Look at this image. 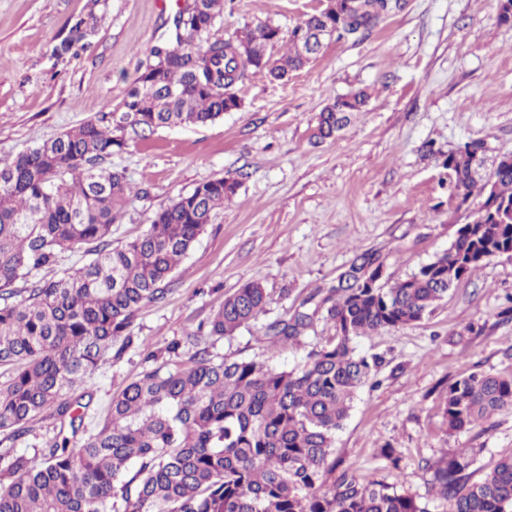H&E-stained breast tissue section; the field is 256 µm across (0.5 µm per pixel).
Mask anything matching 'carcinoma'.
<instances>
[{
  "label": "carcinoma",
  "mask_w": 512,
  "mask_h": 512,
  "mask_svg": "<svg viewBox=\"0 0 512 512\" xmlns=\"http://www.w3.org/2000/svg\"><path fill=\"white\" fill-rule=\"evenodd\" d=\"M226 0H180L166 38L151 47L122 107L84 121L0 166V431L13 437L48 412L77 434L87 405L66 394L87 383L99 364L134 343L141 307L164 299L168 281L237 192L232 176L209 180L160 209L135 239L112 246V224L132 189L123 173L102 167L128 143L157 129L204 125L240 109L236 86L251 74L282 79L317 53L309 32L336 38L369 33L390 0H348L334 16L319 12L283 36L270 22L234 39L213 34ZM94 12L66 26L55 47L63 58L87 48ZM288 40L275 59L268 47ZM368 99L360 90L319 114L329 138ZM481 141L448 151L451 197L482 196L471 221L436 259L392 285L373 288L382 267L374 253L356 256L346 279L319 301L304 300L264 335L270 346L300 344L323 321L333 330L291 370L264 360L229 361L198 349L189 361L146 371L112 399L103 424L81 444L53 442L41 459L0 452V512H427L414 497L343 472L328 488L334 435L361 388L382 366L356 339L423 320L462 278L512 252V153L489 177L475 178ZM83 245L92 259L56 279H33L66 251ZM17 281L25 283L15 288ZM264 288L243 284L224 297L208 335L231 337L266 311ZM512 407V374L472 373L449 384L441 401L448 427L462 431ZM477 450L457 448L426 461L431 491L448 512H512V451L479 481Z\"/></svg>",
  "instance_id": "cac0c4a2"
}]
</instances>
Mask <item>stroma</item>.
<instances>
[{"label":"stroma","mask_w":512,"mask_h":512,"mask_svg":"<svg viewBox=\"0 0 512 512\" xmlns=\"http://www.w3.org/2000/svg\"><path fill=\"white\" fill-rule=\"evenodd\" d=\"M323 0H232L218 37L264 22L290 29ZM88 0H0V165L81 122L120 108L175 8L158 0H99L103 20L91 46L53 54L65 24ZM362 89L369 96L336 136L319 139L320 110ZM240 110L205 125L162 128L106 165L124 172L135 194L112 226L120 246L155 213L198 184L231 175L240 186L169 280L165 299L145 305L135 345L101 362L86 392L84 427L93 430L112 397L179 341L206 327L216 301L247 282L262 285L265 314L217 341L219 356L265 359L292 369L329 335L317 322L301 345L270 349L265 324L315 291L335 286L356 255L376 253L383 282L406 279L448 249L468 209L449 197L448 150L480 140L490 154L512 152V23L498 0H393L365 37L334 40L324 54L277 81L240 83ZM512 259L494 257L455 285L424 320L361 337L381 355L377 387L363 389L337 431L335 472H353L413 495L428 512L447 504L429 492L428 459L475 448L474 480L512 450V408L469 430L449 429L440 401L449 383L474 372H512ZM0 449L34 455L55 441L58 420L41 416ZM395 448L400 460L382 456Z\"/></svg>","instance_id":"stroma-1"}]
</instances>
